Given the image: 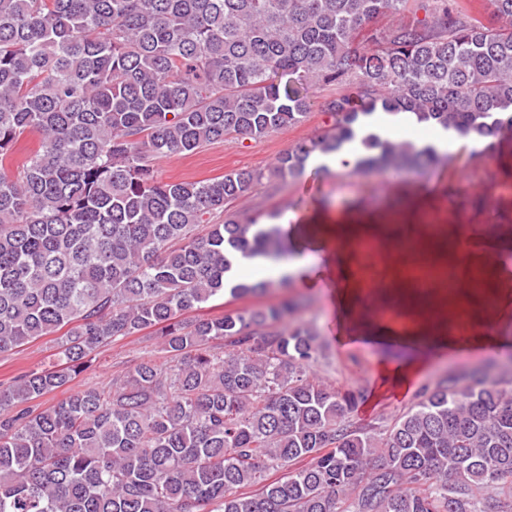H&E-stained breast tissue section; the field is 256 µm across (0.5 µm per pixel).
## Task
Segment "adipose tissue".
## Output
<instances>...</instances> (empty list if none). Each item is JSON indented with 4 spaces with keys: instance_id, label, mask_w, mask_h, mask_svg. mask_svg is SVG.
I'll return each instance as SVG.
<instances>
[{
    "instance_id": "obj_1",
    "label": "adipose tissue",
    "mask_w": 512,
    "mask_h": 512,
    "mask_svg": "<svg viewBox=\"0 0 512 512\" xmlns=\"http://www.w3.org/2000/svg\"><path fill=\"white\" fill-rule=\"evenodd\" d=\"M281 226L294 248V260L276 263L253 258L247 260V267L256 270L262 278L290 275L305 288L329 289V304L336 314L339 344L380 343L405 351L404 359L384 357L378 360L372 375L375 395L406 393L426 364L428 354L482 347L483 342L479 339L430 335L424 316L408 304L395 307L389 319L373 321L371 328L360 327L355 309L365 298L368 284H375L390 293L402 288L415 293L422 290L408 274L411 263L408 250L397 251L385 243H377L373 278L368 281L363 275L364 259L359 251V243L365 235L348 217L333 216L327 209L319 207L309 214L288 215ZM468 226L467 217L459 216L449 256L433 257L432 262L446 269L453 280L461 282L468 281L474 270L488 272L497 294V323L500 327L492 341L504 345L508 339L502 328L512 323V267L500 258H488L486 252L475 249Z\"/></svg>"
}]
</instances>
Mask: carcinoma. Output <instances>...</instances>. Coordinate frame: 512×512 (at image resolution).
<instances>
[{"label": "carcinoma", "instance_id": "1", "mask_svg": "<svg viewBox=\"0 0 512 512\" xmlns=\"http://www.w3.org/2000/svg\"><path fill=\"white\" fill-rule=\"evenodd\" d=\"M0 0V355L57 336L58 362L0 384V512H512V387L448 372L382 434L363 398L313 366L284 297L199 314L273 283L229 276L288 240L228 206L260 174L161 181L152 160L294 127L307 90L326 127L279 154L355 146L351 172L448 162L374 131L402 115L492 145L512 137V0ZM39 148L18 160L19 138ZM150 331L164 354L73 387L104 346ZM67 396L43 411L34 402ZM274 296L265 298H241L233 299L228 294L224 299L213 300L206 305L207 308L203 309L200 313L213 316L222 317L224 315H236L244 309L259 306L261 304L274 301Z\"/></svg>", "mask_w": 512, "mask_h": 512}]
</instances>
